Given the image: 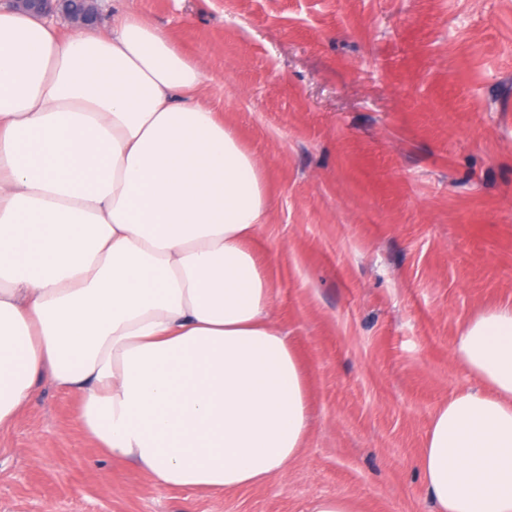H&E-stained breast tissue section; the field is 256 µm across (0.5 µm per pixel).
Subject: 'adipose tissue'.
<instances>
[{"mask_svg": "<svg viewBox=\"0 0 512 512\" xmlns=\"http://www.w3.org/2000/svg\"><path fill=\"white\" fill-rule=\"evenodd\" d=\"M206 73L129 8L74 35L0 10V427L47 378L107 454L225 492L285 474L310 414L252 246L263 166ZM454 353L478 385L434 413L424 484L435 512H512V305Z\"/></svg>", "mask_w": 512, "mask_h": 512, "instance_id": "obj_1", "label": "adipose tissue"}]
</instances>
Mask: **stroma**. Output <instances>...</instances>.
Wrapping results in <instances>:
<instances>
[{"label":"stroma","instance_id":"stroma-1","mask_svg":"<svg viewBox=\"0 0 512 512\" xmlns=\"http://www.w3.org/2000/svg\"><path fill=\"white\" fill-rule=\"evenodd\" d=\"M204 59L207 99L266 164L253 247L306 373L287 473L163 488L37 383L0 432V512H434L435 410L475 381L454 343L512 303V0H127ZM305 512H362L355 499L345 496L318 497L312 499Z\"/></svg>","mask_w":512,"mask_h":512}]
</instances>
